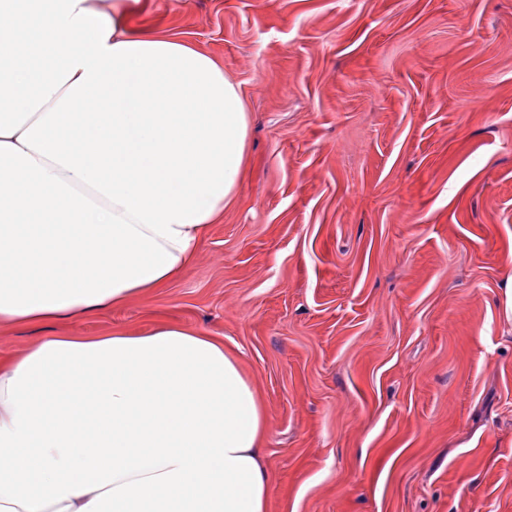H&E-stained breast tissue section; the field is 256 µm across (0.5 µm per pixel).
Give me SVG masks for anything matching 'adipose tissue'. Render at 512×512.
I'll use <instances>...</instances> for the list:
<instances>
[{
  "label": "adipose tissue",
  "instance_id": "obj_1",
  "mask_svg": "<svg viewBox=\"0 0 512 512\" xmlns=\"http://www.w3.org/2000/svg\"><path fill=\"white\" fill-rule=\"evenodd\" d=\"M126 0H0V512H266L265 407L222 341L72 323L179 278L240 193L249 114ZM55 328L56 330H53V328L41 325L16 328L6 334L0 335V348L3 347L7 350L17 351L40 336H47L65 329L60 326H55Z\"/></svg>",
  "mask_w": 512,
  "mask_h": 512
}]
</instances>
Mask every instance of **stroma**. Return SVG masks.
<instances>
[{
  "label": "stroma",
  "mask_w": 512,
  "mask_h": 512,
  "mask_svg": "<svg viewBox=\"0 0 512 512\" xmlns=\"http://www.w3.org/2000/svg\"><path fill=\"white\" fill-rule=\"evenodd\" d=\"M250 114L177 280L77 331L194 328L266 410L267 512H512V0H138Z\"/></svg>",
  "instance_id": "stroma-1"
}]
</instances>
